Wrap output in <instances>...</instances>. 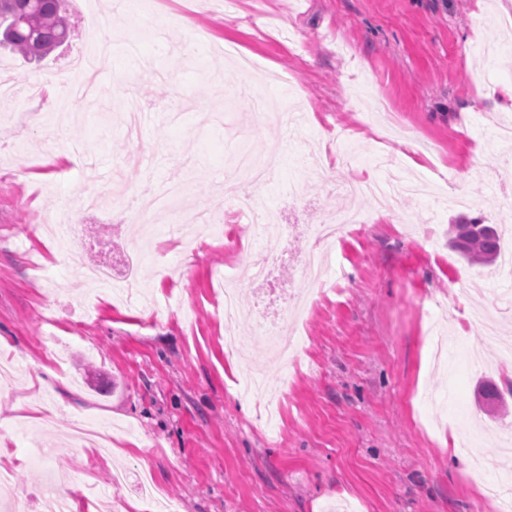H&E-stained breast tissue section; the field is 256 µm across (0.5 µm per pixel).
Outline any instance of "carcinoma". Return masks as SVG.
Returning a JSON list of instances; mask_svg holds the SVG:
<instances>
[{"instance_id": "cac0c4a2", "label": "carcinoma", "mask_w": 512, "mask_h": 512, "mask_svg": "<svg viewBox=\"0 0 512 512\" xmlns=\"http://www.w3.org/2000/svg\"><path fill=\"white\" fill-rule=\"evenodd\" d=\"M4 8L24 19L11 32L4 45L25 59H41L66 39V20L60 14L61 0H3ZM452 246L473 264H493L499 250V234L488 224L473 225L470 233L460 235V225H451Z\"/></svg>"}]
</instances>
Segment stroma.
Segmentation results:
<instances>
[{
    "instance_id": "1",
    "label": "stroma",
    "mask_w": 512,
    "mask_h": 512,
    "mask_svg": "<svg viewBox=\"0 0 512 512\" xmlns=\"http://www.w3.org/2000/svg\"><path fill=\"white\" fill-rule=\"evenodd\" d=\"M70 36L42 61L0 53V469L19 498L0 512H38L50 483L79 512H121L142 472L180 512H495L485 474L445 440L474 434L500 454L492 425H512V359L485 334L512 339V304L496 298L486 267L448 246V227L479 219L512 229V164L499 122L512 83V32L499 0H163L164 21L127 0H63ZM109 35L103 94L71 103L66 135L31 112L30 85L67 70ZM247 144L267 164L252 182L233 155ZM346 179L417 177L423 189L388 200L320 182V161ZM185 183L183 214L207 212L218 232L189 246L95 192L132 196ZM240 184L290 231L280 254L235 213L223 185ZM69 212L76 246L45 234L46 215ZM344 213L340 269L312 291L304 313L285 301L300 258L315 249L305 225ZM271 256L267 285H243L236 316L218 308L223 274ZM130 259L132 274L166 308L81 281L79 271ZM42 261L56 294L33 275ZM280 314L300 349L284 371L254 339L224 352L226 333H250L257 307ZM253 377L257 388L238 391ZM503 396L485 415L479 380ZM55 406L51 426L38 406ZM45 448L33 461L29 450ZM96 495L86 496V487Z\"/></svg>"
}]
</instances>
